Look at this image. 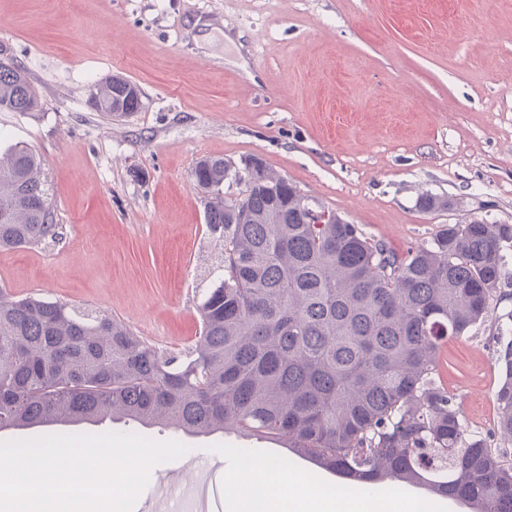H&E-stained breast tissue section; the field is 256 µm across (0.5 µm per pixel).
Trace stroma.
<instances>
[{"mask_svg": "<svg viewBox=\"0 0 512 512\" xmlns=\"http://www.w3.org/2000/svg\"><path fill=\"white\" fill-rule=\"evenodd\" d=\"M21 64L40 106L0 109V153L43 160L57 238L0 250V289L100 308L177 351L223 245L206 228L195 162L262 158L302 195L397 252L445 224H512V0H0V58ZM120 76L141 106L110 119L89 92ZM450 201L420 208L421 195ZM493 329L448 341L439 375L467 430L512 462L496 428ZM283 444L233 432L156 466L210 475L207 512H228L225 470ZM289 457V456H288ZM292 459V458H291ZM290 512L338 476L301 458Z\"/></svg>", "mask_w": 512, "mask_h": 512, "instance_id": "35a3bbf8", "label": "stroma"}]
</instances>
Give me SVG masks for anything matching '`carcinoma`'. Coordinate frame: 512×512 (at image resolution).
I'll use <instances>...</instances> for the list:
<instances>
[{"mask_svg":"<svg viewBox=\"0 0 512 512\" xmlns=\"http://www.w3.org/2000/svg\"><path fill=\"white\" fill-rule=\"evenodd\" d=\"M89 103L108 116L140 108L112 77ZM24 68L0 62V109L32 112ZM239 208L224 198V159L192 171L224 261L199 304L201 329L179 352L101 309L0 291V430L54 417L137 418L182 432L232 430L371 492L409 483L472 512H512V465L467 434L438 374L440 351L491 320L512 266V224H446L395 252L330 213L307 222L308 198L257 157ZM57 236L40 155H0V249ZM497 431L512 440V339L496 327Z\"/></svg>","mask_w":512,"mask_h":512,"instance_id":"cac0c4a2","label":"carcinoma"}]
</instances>
